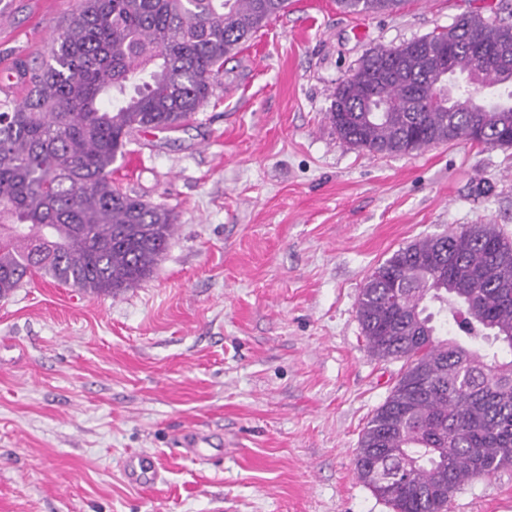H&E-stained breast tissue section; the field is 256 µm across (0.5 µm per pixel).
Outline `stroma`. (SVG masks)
Returning <instances> with one entry per match:
<instances>
[{
  "label": "stroma",
  "instance_id": "obj_1",
  "mask_svg": "<svg viewBox=\"0 0 512 512\" xmlns=\"http://www.w3.org/2000/svg\"><path fill=\"white\" fill-rule=\"evenodd\" d=\"M0 86L41 64L80 0H0ZM508 18L504 0H409L346 14L289 0L226 59L207 107L137 135L123 190L172 209L155 271L117 295L50 279L0 299V512H393L360 481L363 429L399 362L357 306L393 251L469 224L512 238V147L452 141L381 155L339 138V83L374 48ZM221 455H184L193 435ZM152 455L151 486L124 460ZM448 512H512V467Z\"/></svg>",
  "mask_w": 512,
  "mask_h": 512
}]
</instances>
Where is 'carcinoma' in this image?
Here are the masks:
<instances>
[{
    "label": "carcinoma",
    "mask_w": 512,
    "mask_h": 512,
    "mask_svg": "<svg viewBox=\"0 0 512 512\" xmlns=\"http://www.w3.org/2000/svg\"><path fill=\"white\" fill-rule=\"evenodd\" d=\"M407 0H336L346 13ZM288 0H82L27 88L0 100V298L33 276L90 294L144 280L175 231L166 205L122 191L112 165L134 135L184 126L224 59ZM457 44L448 55V44ZM473 46L512 47V25L463 15L438 34L379 46L336 88L328 119L348 144L409 153L512 139V71ZM382 112H365L369 96ZM454 266L448 268V257ZM358 319L369 351L402 362L364 427L359 479L394 512H445L466 483L512 464V240L470 224L399 248L368 276ZM455 336L439 338V326Z\"/></svg>",
    "instance_id": "obj_1"
}]
</instances>
